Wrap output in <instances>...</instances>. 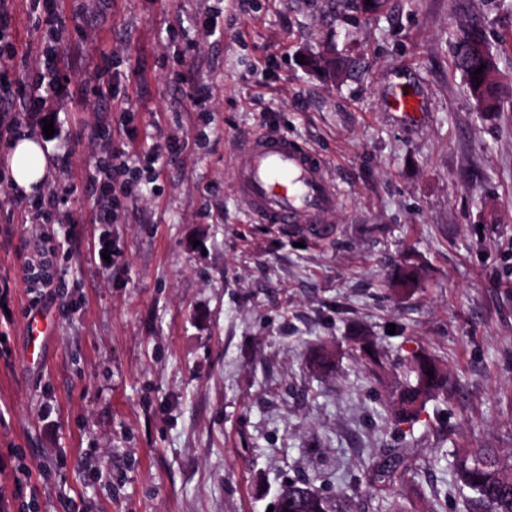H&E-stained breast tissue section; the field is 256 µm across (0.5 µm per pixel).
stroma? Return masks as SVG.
Segmentation results:
<instances>
[{"label":"stroma","mask_w":512,"mask_h":512,"mask_svg":"<svg viewBox=\"0 0 512 512\" xmlns=\"http://www.w3.org/2000/svg\"><path fill=\"white\" fill-rule=\"evenodd\" d=\"M57 2L70 84L51 103L50 178L32 197L7 159L34 57L17 55L0 85L16 122L0 129V512H268L287 481L333 499L396 451L403 479L363 483L352 512L389 497L465 512L453 449L512 456V107L477 111L453 46L481 17L512 82V0H387L373 17L352 0ZM328 48L357 59L336 82L298 61ZM103 50L120 75L108 112L78 93ZM394 81L423 96L421 122L387 110ZM104 123L161 152L116 224L97 223L86 189ZM262 130L329 162L331 237L247 215L235 161ZM105 245L115 268L99 262ZM408 261L419 284L394 292ZM45 274L61 296L32 349L27 310ZM359 328L386 364L381 383L347 347ZM323 346L337 353L327 376L309 368ZM31 350L41 362L27 370ZM420 351L448 388L416 422L392 423L394 366Z\"/></svg>","instance_id":"obj_1"}]
</instances>
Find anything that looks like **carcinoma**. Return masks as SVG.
Wrapping results in <instances>:
<instances>
[{
	"instance_id": "carcinoma-1",
	"label": "carcinoma",
	"mask_w": 512,
	"mask_h": 512,
	"mask_svg": "<svg viewBox=\"0 0 512 512\" xmlns=\"http://www.w3.org/2000/svg\"><path fill=\"white\" fill-rule=\"evenodd\" d=\"M483 30L481 18H470L467 29L456 42L454 62L466 77L476 105L487 112L512 98L503 94L494 60L484 42ZM307 63L314 70L335 79L343 74L352 60L312 55ZM482 65L485 69L475 82L473 72ZM417 278V268H401L391 283L395 288L409 289L415 287ZM351 350L358 359L377 369L382 368V362L363 331H357L351 337ZM334 366V353L325 347L317 350L310 361L312 372L320 375L330 373ZM399 369L403 381L396 383L390 393L392 419L398 424L411 423L430 398L448 387V376L427 355H413L400 364ZM429 369L433 371L431 377L427 375ZM453 471L455 481L475 494L472 499L474 512H512V457L502 458L494 448H460L455 454ZM288 493L291 499L289 512H350L349 496L337 498L334 509L330 510L320 491L307 480L288 484Z\"/></svg>"
}]
</instances>
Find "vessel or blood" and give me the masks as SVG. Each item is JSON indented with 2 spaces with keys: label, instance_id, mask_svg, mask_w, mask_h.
Listing matches in <instances>:
<instances>
[{
  "label": "vessel or blood",
  "instance_id": "obj_1",
  "mask_svg": "<svg viewBox=\"0 0 512 512\" xmlns=\"http://www.w3.org/2000/svg\"><path fill=\"white\" fill-rule=\"evenodd\" d=\"M389 111L419 121L424 101L404 84L391 87ZM235 192L249 217L319 237L329 235L326 214L336 207V183L326 160L287 135L263 132L244 140L235 165Z\"/></svg>",
  "mask_w": 512,
  "mask_h": 512
}]
</instances>
